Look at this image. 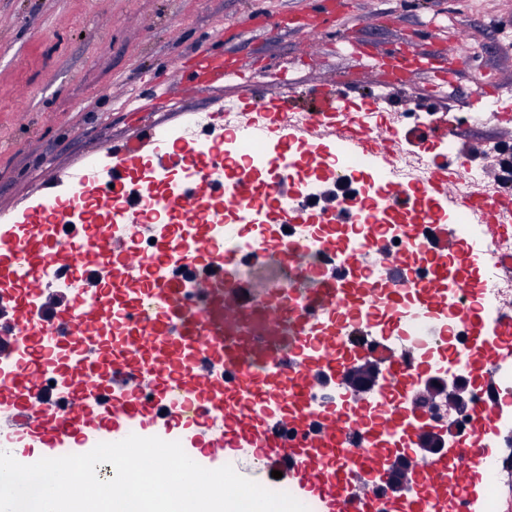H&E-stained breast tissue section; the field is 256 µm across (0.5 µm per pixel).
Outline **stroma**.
I'll use <instances>...</instances> for the list:
<instances>
[{"label": "stroma", "instance_id": "stroma-1", "mask_svg": "<svg viewBox=\"0 0 512 512\" xmlns=\"http://www.w3.org/2000/svg\"><path fill=\"white\" fill-rule=\"evenodd\" d=\"M331 0H0V212L20 211L55 176L103 158L141 127L185 126L226 104L249 109L258 92H302L333 80L411 97L446 115L462 153L499 170L488 142L512 143V123L480 127L462 116L476 88L512 97V0H352L329 21L310 57L291 16L325 13ZM474 50L456 61L459 31ZM414 42L407 81L384 70ZM244 66L240 77L184 92L178 82L202 51Z\"/></svg>", "mask_w": 512, "mask_h": 512}]
</instances>
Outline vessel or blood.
Returning a JSON list of instances; mask_svg holds the SVG:
<instances>
[{
	"instance_id": "1",
	"label": "vessel or blood",
	"mask_w": 512,
	"mask_h": 512,
	"mask_svg": "<svg viewBox=\"0 0 512 512\" xmlns=\"http://www.w3.org/2000/svg\"><path fill=\"white\" fill-rule=\"evenodd\" d=\"M231 75L222 57L204 54L190 81ZM392 138L382 129L342 144L351 154L381 152ZM254 140L269 146L258 173L225 163L223 116H210L206 129L192 134L147 126L135 142L113 145L105 159L69 177L66 188L0 215V450L32 464L134 433L180 442L208 469L248 450L258 471H281L314 512H485L487 493L505 472L487 436L512 395L501 390L483 349L496 336L512 356V316L487 323L474 275L480 257L459 250L464 303L453 313L477 335L460 364L484 393L466 426L468 442L433 459L419 452L423 423L406 406L368 418L348 398L312 405L309 391L319 381H339L364 351L342 349L338 328L355 333L368 325L378 297L387 320L399 319V294H377L369 266L403 277L421 306L436 309L446 301L448 264L413 237L402 249L374 246L362 258L350 242L359 233L381 239L373 219L360 226L331 221L315 237L288 238L271 211L288 187L289 167L314 166L323 138L280 124ZM159 187L163 209L179 223L143 222L142 205ZM454 195V180L436 167L420 191L393 184L385 203L421 220ZM90 199L99 220L64 236ZM227 212L234 225L224 223ZM232 230L246 253H275L288 263L316 246L333 269L302 270L315 287L297 298L276 282L257 287L242 273L245 253L224 247ZM149 239L153 252L146 255L140 243ZM411 251L425 252L426 266L410 278ZM385 366L388 393L418 388L401 354L387 351ZM399 442L427 494H396L384 504L373 494L350 497V483L375 479Z\"/></svg>"
}]
</instances>
